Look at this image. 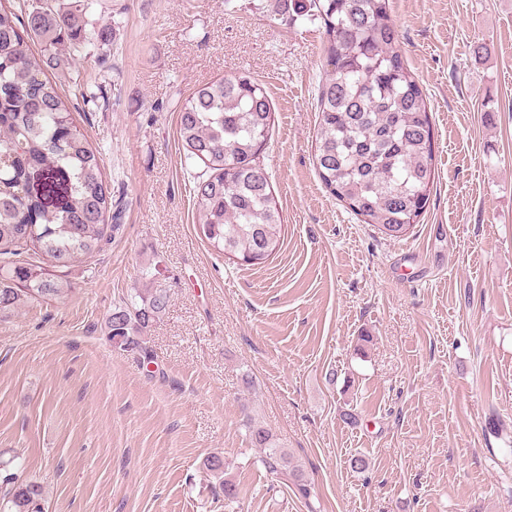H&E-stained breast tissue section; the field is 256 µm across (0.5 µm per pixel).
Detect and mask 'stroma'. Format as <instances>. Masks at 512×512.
Listing matches in <instances>:
<instances>
[{
	"mask_svg": "<svg viewBox=\"0 0 512 512\" xmlns=\"http://www.w3.org/2000/svg\"><path fill=\"white\" fill-rule=\"evenodd\" d=\"M390 7L435 131L429 205L399 241L314 169L327 38L284 0H98L105 46L49 70L123 211L68 297L0 322V458H23L43 512H512V0ZM238 72L274 112L263 162L285 233L263 267L197 237L203 166L176 133L195 87ZM150 287L170 302L145 366L105 322ZM248 418L309 499L267 472ZM249 432V439L255 448L263 451L261 462L270 474L285 477L290 480L295 492L303 499H308L312 494V488L304 477L298 465L292 463L290 455L279 448L270 432L261 425L256 424L252 419L246 423ZM206 461L207 468L210 471L220 477L224 475V480L221 482L222 490L224 491V498L227 500L236 498L238 494L237 485L230 476H226L230 469V464L217 455L210 456Z\"/></svg>",
	"mask_w": 512,
	"mask_h": 512,
	"instance_id": "stroma-1",
	"label": "stroma"
}]
</instances>
